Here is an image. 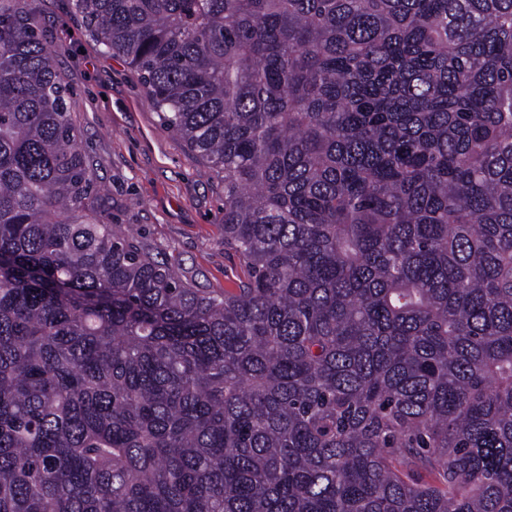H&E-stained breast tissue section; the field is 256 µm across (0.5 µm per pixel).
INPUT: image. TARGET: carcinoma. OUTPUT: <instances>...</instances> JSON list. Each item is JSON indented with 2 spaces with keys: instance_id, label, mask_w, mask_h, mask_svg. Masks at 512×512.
<instances>
[{
  "instance_id": "obj_1",
  "label": "carcinoma",
  "mask_w": 512,
  "mask_h": 512,
  "mask_svg": "<svg viewBox=\"0 0 512 512\" xmlns=\"http://www.w3.org/2000/svg\"><path fill=\"white\" fill-rule=\"evenodd\" d=\"M29 2L0 512H512V0H74L224 178V291L97 215Z\"/></svg>"
}]
</instances>
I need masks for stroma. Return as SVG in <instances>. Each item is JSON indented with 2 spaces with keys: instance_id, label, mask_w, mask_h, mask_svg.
<instances>
[{
  "instance_id": "35a3bbf8",
  "label": "stroma",
  "mask_w": 512,
  "mask_h": 512,
  "mask_svg": "<svg viewBox=\"0 0 512 512\" xmlns=\"http://www.w3.org/2000/svg\"><path fill=\"white\" fill-rule=\"evenodd\" d=\"M100 188L99 212L196 287L246 277L224 250V184L160 121L137 72L88 35L73 0H33Z\"/></svg>"
}]
</instances>
